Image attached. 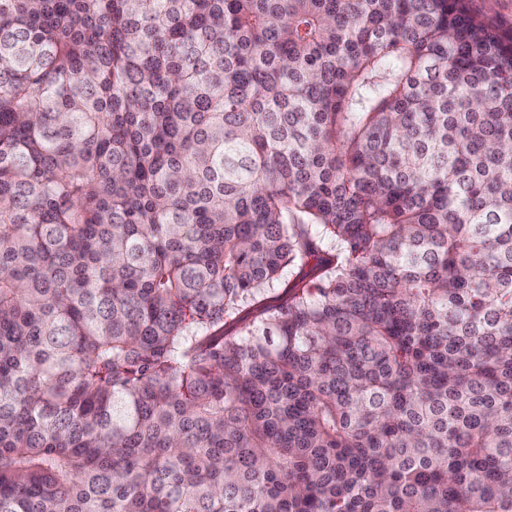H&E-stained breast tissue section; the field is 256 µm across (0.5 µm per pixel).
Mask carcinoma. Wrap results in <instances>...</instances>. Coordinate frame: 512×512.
Segmentation results:
<instances>
[{"label":"carcinoma","instance_id":"carcinoma-1","mask_svg":"<svg viewBox=\"0 0 512 512\" xmlns=\"http://www.w3.org/2000/svg\"><path fill=\"white\" fill-rule=\"evenodd\" d=\"M0 512H512V32L0 0Z\"/></svg>","mask_w":512,"mask_h":512}]
</instances>
